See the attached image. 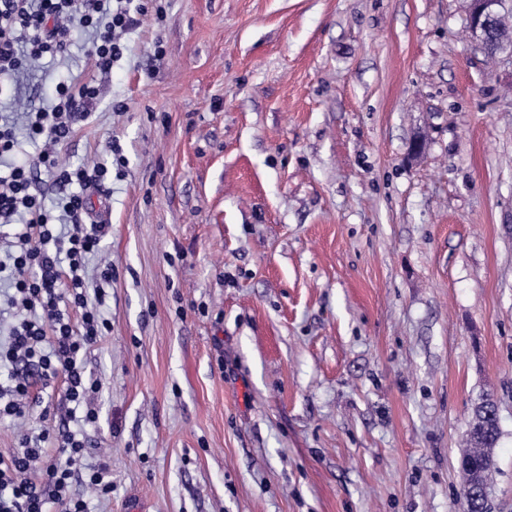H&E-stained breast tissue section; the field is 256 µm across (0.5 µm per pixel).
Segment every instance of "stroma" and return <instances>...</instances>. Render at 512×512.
I'll list each match as a JSON object with an SVG mask.
<instances>
[{"instance_id":"stroma-1","label":"stroma","mask_w":512,"mask_h":512,"mask_svg":"<svg viewBox=\"0 0 512 512\" xmlns=\"http://www.w3.org/2000/svg\"><path fill=\"white\" fill-rule=\"evenodd\" d=\"M95 74L89 35L0 95L96 75L59 146L92 197L112 330L89 512H462L482 395L512 512V64L470 0H158ZM162 59H155V47ZM422 139L424 152L410 156Z\"/></svg>"}]
</instances>
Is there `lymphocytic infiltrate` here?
I'll return each instance as SVG.
<instances>
[{
    "label": "lymphocytic infiltrate",
    "instance_id": "obj_1",
    "mask_svg": "<svg viewBox=\"0 0 512 512\" xmlns=\"http://www.w3.org/2000/svg\"><path fill=\"white\" fill-rule=\"evenodd\" d=\"M147 11L132 0H0V92L20 68L63 52L78 26L92 32L95 69L110 71L123 56L125 35ZM99 95L91 77L58 83L54 105L28 114L29 137L43 141V150L0 170V237L14 243L0 257V280L12 283L8 303L17 311L0 345V364L12 369L9 384L0 385V418H25L36 385L66 410L54 427L40 414L39 429L20 433L17 448L0 454V512H88L87 502L72 490L74 482L112 487L108 458L85 461V429L99 421L93 404L99 383L87 375L83 359L111 329L105 308L112 267L101 265L92 274L86 267L103 236L102 225L89 220L91 195L109 168H71L55 157ZM42 173L56 189V210H47L31 191Z\"/></svg>",
    "mask_w": 512,
    "mask_h": 512
}]
</instances>
